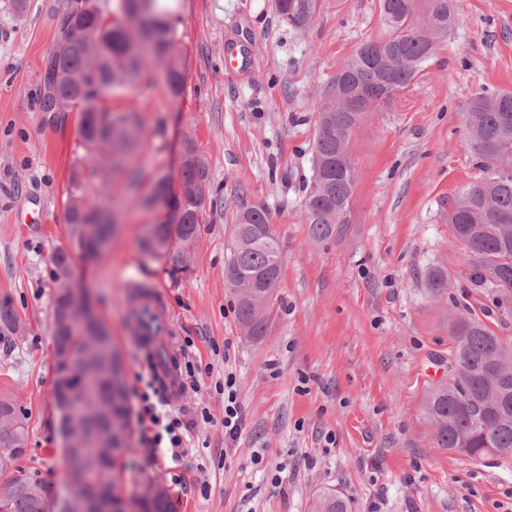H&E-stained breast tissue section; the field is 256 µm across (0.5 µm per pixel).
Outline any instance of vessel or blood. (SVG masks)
<instances>
[{
    "mask_svg": "<svg viewBox=\"0 0 512 512\" xmlns=\"http://www.w3.org/2000/svg\"><path fill=\"white\" fill-rule=\"evenodd\" d=\"M132 328L149 354L152 371L170 401L182 396L178 366L180 353L167 337L172 331L166 303L157 290L147 288L138 293L134 305Z\"/></svg>",
    "mask_w": 512,
    "mask_h": 512,
    "instance_id": "b4317fda",
    "label": "vessel or blood"
}]
</instances>
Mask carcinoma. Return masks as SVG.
<instances>
[{
	"mask_svg": "<svg viewBox=\"0 0 512 512\" xmlns=\"http://www.w3.org/2000/svg\"><path fill=\"white\" fill-rule=\"evenodd\" d=\"M68 38L58 41L45 68L61 76L52 104L45 112L81 113L84 145L96 158L107 150L105 163L122 170L138 145L141 121L135 105L116 113L108 100L118 89H130L141 80L149 64L169 72L168 92L182 93L176 29L177 0H115L105 10L84 0ZM319 0H277L279 14L296 29H305L316 15ZM381 18L387 29L380 42L361 43L344 60L336 80L317 107L312 143V175L303 205L307 237L314 243L341 241L351 224L356 181L348 175L352 166L351 140L357 131L346 99L357 96L369 112L390 105L432 56V43L448 34L456 18L453 0H381ZM141 21L131 33L126 20ZM465 146L479 159V176L454 197L448 210V226L462 244L461 276L467 287L491 298L496 310L512 308V93L478 97L466 113ZM210 175L206 159H195L179 174L188 186ZM163 200L160 208L157 200ZM146 210L158 214L140 239L143 255L164 265L174 282L187 276L183 257H191L204 224L207 204L181 198L162 176L149 195L139 199ZM119 204L103 191L88 202L73 197L67 210L69 244L51 257L52 278L64 276L61 264L99 255L98 243L111 236L107 217ZM182 210L181 223H172V211ZM269 224L266 211L241 204L233 217L228 240L224 278L236 300L237 319L254 338L268 330L270 310L281 277L283 256L278 236L269 229L265 241L254 244L247 225ZM429 287L437 295L448 293V272L434 269ZM456 309L448 323L452 346L449 355L458 363L457 377L431 387L424 397V413L440 448H459L470 459L485 457L490 448L512 453V346L496 335L471 311ZM25 335L21 316L7 302H0V338ZM55 351L70 357L66 386L77 413L60 417V426L80 450L86 473L95 480L111 478L118 456L128 448L130 404L116 356L105 357L101 345L112 341L106 324L96 319L76 322L71 330L58 329ZM506 361V375L499 379L506 403L492 410L486 389L493 360ZM27 452L25 414L15 400L0 399V471L12 467L16 475L0 483V512H43V505L60 496L56 486L16 466ZM310 512H350L341 493L320 491Z\"/></svg>",
	"mask_w": 512,
	"mask_h": 512,
	"instance_id": "1",
	"label": "carcinoma"
}]
</instances>
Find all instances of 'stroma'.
<instances>
[{
    "instance_id": "obj_1",
    "label": "stroma",
    "mask_w": 512,
    "mask_h": 512,
    "mask_svg": "<svg viewBox=\"0 0 512 512\" xmlns=\"http://www.w3.org/2000/svg\"><path fill=\"white\" fill-rule=\"evenodd\" d=\"M67 0H0V301L26 323L0 341V397L27 415L28 452L41 480L68 472L52 397L53 281L49 257L68 245L71 177L93 199L101 180L122 204L109 247L77 274L112 328L128 390L147 373L131 330L135 289L160 291L204 370L176 412L208 408L185 456L147 463L139 435L112 472L116 493L143 495L160 481L176 512H310L330 487L352 512H512V455L472 462L438 447L423 412L425 392L446 378L451 339L445 304L427 286L447 270L450 296L479 309L465 288L448 207L479 174L464 147V115L481 94L512 92V0H454L456 24L392 105L373 113L351 145L356 192L339 243L316 245L302 222L311 175L316 109L341 63L364 40L382 38L380 0H320L305 30L284 21L274 0H180L182 94L171 97L161 67H148L120 111L136 104L140 147L125 174L91 165L76 112H44L42 75L56 49ZM233 46L254 51L225 63ZM193 148L208 162L213 206L188 279L172 282L145 260L140 239L154 212L138 205L157 176L178 177ZM264 208L281 243L282 278L265 336L244 335L224 279L225 248L240 201ZM236 377L242 425L224 438V374ZM265 449L262 463L251 460Z\"/></svg>"
}]
</instances>
